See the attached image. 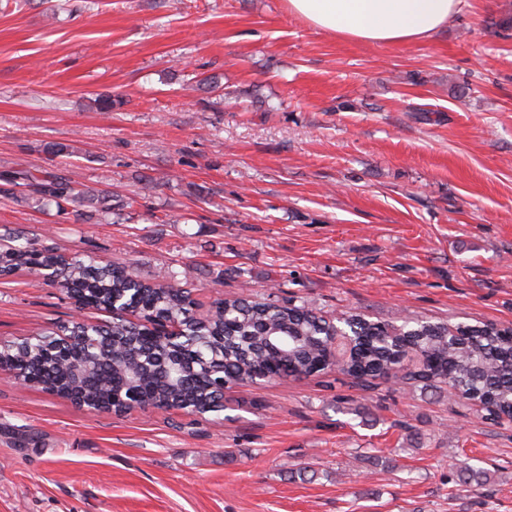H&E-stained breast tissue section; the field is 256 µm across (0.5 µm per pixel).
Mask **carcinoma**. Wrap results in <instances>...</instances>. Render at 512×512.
<instances>
[{
    "mask_svg": "<svg viewBox=\"0 0 512 512\" xmlns=\"http://www.w3.org/2000/svg\"><path fill=\"white\" fill-rule=\"evenodd\" d=\"M9 185L6 193L39 209L55 206L60 214L75 204L90 220L112 222V195L108 191L72 180L63 170L19 168L0 174ZM52 249L39 248L26 238L0 251V275L27 267L53 276L52 286L69 297L96 308H110L112 301L137 310V326L118 318L112 321V353L92 356L100 385L83 389L73 384L60 364L73 355L74 346L60 337L72 330L60 327L56 338L41 333L17 343L0 345V364L17 371L25 381L41 385L63 398L88 399L114 411L126 406L111 399L109 385L134 381L137 394L161 408L174 403L189 413L216 412L221 383L273 379L286 370L311 375L326 369L317 339L327 335L330 321L301 304L274 306L246 298H224L214 303L213 313L199 317L185 271H169L168 283L141 280L128 268L102 263L91 256H73L60 262ZM177 321L185 335L174 342L183 359L171 378L161 373L159 354L167 344L151 340L162 335L165 323ZM336 324L351 330L354 345L349 361L336 370L353 377L393 375L401 351L398 342L419 347L426 354L418 377L438 382L457 392L462 401L480 403L493 420L512 422V328L494 324L470 325L403 321L400 325L375 323L354 313H343ZM146 357L142 370L131 377L123 354L131 342ZM464 480L476 487L490 483L487 469L468 464L460 467Z\"/></svg>",
    "mask_w": 512,
    "mask_h": 512,
    "instance_id": "1",
    "label": "carcinoma"
}]
</instances>
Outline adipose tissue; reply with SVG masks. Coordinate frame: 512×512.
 <instances>
[{"label": "adipose tissue", "mask_w": 512, "mask_h": 512, "mask_svg": "<svg viewBox=\"0 0 512 512\" xmlns=\"http://www.w3.org/2000/svg\"><path fill=\"white\" fill-rule=\"evenodd\" d=\"M313 27L366 44L432 38L456 18L463 0H287Z\"/></svg>", "instance_id": "1"}]
</instances>
